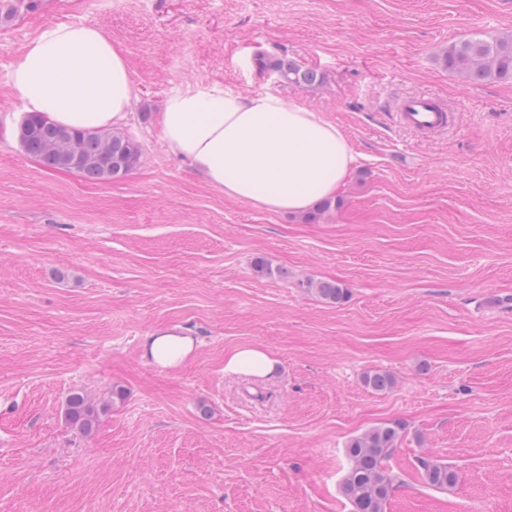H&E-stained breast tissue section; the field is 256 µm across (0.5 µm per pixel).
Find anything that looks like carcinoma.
I'll use <instances>...</instances> for the list:
<instances>
[{
  "instance_id": "obj_1",
  "label": "carcinoma",
  "mask_w": 512,
  "mask_h": 512,
  "mask_svg": "<svg viewBox=\"0 0 512 512\" xmlns=\"http://www.w3.org/2000/svg\"><path fill=\"white\" fill-rule=\"evenodd\" d=\"M37 0H3L0 22L29 10ZM256 64L262 71H274L296 84L314 86L321 76L303 69L284 56L261 54ZM443 64L449 72L469 83L512 81V34L474 36L448 44ZM24 151L49 169H66L76 163V171L92 181L120 178L136 168L141 157L139 144L122 132L73 131L51 122L38 113H27L22 129L17 131ZM309 287L324 301L339 304L346 290L331 280L314 281ZM364 384L377 392L390 389L393 379L383 372L364 376ZM67 415L85 433L92 431L98 413L85 397L74 392L67 400ZM400 437L397 424L376 426L350 440L347 453L351 467L341 492L351 512H386L394 488L395 475L388 460ZM422 478L439 489L456 481V473L445 464L422 461Z\"/></svg>"
}]
</instances>
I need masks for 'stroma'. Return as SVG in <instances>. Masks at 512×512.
<instances>
[{
    "mask_svg": "<svg viewBox=\"0 0 512 512\" xmlns=\"http://www.w3.org/2000/svg\"><path fill=\"white\" fill-rule=\"evenodd\" d=\"M57 22L125 53L142 145L125 177L45 168L10 130L12 66ZM484 33L512 34V0H39L0 23V512H349L347 444L384 424L401 427L387 512H512V83L442 63ZM261 52L321 84L259 71ZM214 84L342 128L356 163L335 209L224 197L171 154L164 102ZM415 95L448 107L445 132L399 123ZM169 326L196 341L176 370L142 350ZM247 346L274 377L225 374ZM75 391L100 410L91 433L66 417ZM423 458L456 482L428 485ZM309 287L324 301L340 304L346 297V290L331 280L310 282Z\"/></svg>",
    "mask_w": 512,
    "mask_h": 512,
    "instance_id": "1",
    "label": "stroma"
}]
</instances>
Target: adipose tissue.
Returning a JSON list of instances; mask_svg holds the SVG:
<instances>
[{
    "mask_svg": "<svg viewBox=\"0 0 512 512\" xmlns=\"http://www.w3.org/2000/svg\"><path fill=\"white\" fill-rule=\"evenodd\" d=\"M10 86L27 111L77 130L126 124L136 94L123 51L93 23H50L15 62ZM167 147L210 187L269 211L303 213L335 195L355 155L322 113L270 93L213 85L169 97L159 114ZM162 367H178L193 338L161 329L143 345ZM278 362L260 347L224 357V371L267 378Z\"/></svg>",
    "mask_w": 512,
    "mask_h": 512,
    "instance_id": "1",
    "label": "adipose tissue"
}]
</instances>
